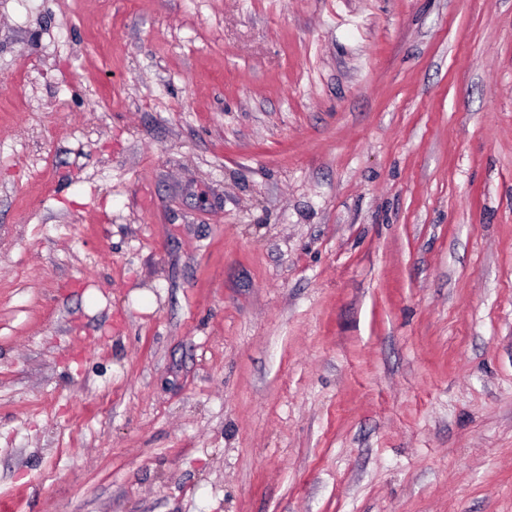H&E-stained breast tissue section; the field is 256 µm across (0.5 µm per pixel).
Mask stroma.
<instances>
[{
  "instance_id": "35a3bbf8",
  "label": "stroma",
  "mask_w": 512,
  "mask_h": 512,
  "mask_svg": "<svg viewBox=\"0 0 512 512\" xmlns=\"http://www.w3.org/2000/svg\"><path fill=\"white\" fill-rule=\"evenodd\" d=\"M10 512H512V0H0Z\"/></svg>"
}]
</instances>
